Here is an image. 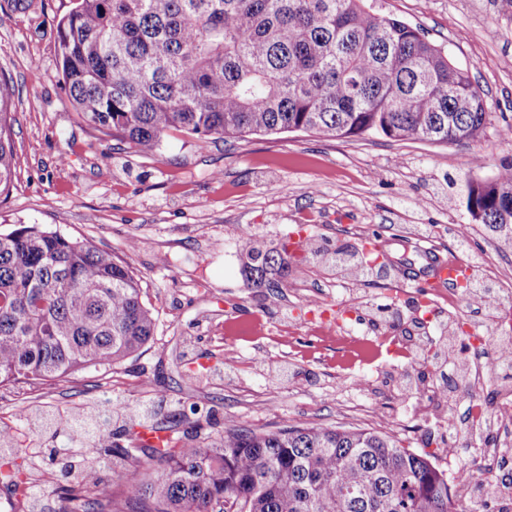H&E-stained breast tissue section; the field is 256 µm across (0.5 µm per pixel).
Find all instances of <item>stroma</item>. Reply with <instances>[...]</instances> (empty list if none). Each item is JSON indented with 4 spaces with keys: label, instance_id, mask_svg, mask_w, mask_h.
<instances>
[{
    "label": "stroma",
    "instance_id": "35a3bbf8",
    "mask_svg": "<svg viewBox=\"0 0 512 512\" xmlns=\"http://www.w3.org/2000/svg\"><path fill=\"white\" fill-rule=\"evenodd\" d=\"M377 13L423 30L459 66L470 70L494 120L475 141H393L379 135L326 139L294 132L218 140L172 130L153 153L103 137L78 117L62 90L52 24L71 0H0V73L9 79L15 122L14 183L0 195V230L38 224L112 251L141 278L156 309L152 340L112 373L71 375L39 387L0 388V426L28 483L25 512H52L58 490L75 483L66 465L99 464L112 474L110 448L72 440L66 426L42 430L34 410L67 415L112 400L120 437L133 418L164 396L182 430L217 437L228 423L275 430L288 424L374 429L430 453L447 474L471 466L477 438L449 437L442 417L467 416L470 395L432 399L425 416L402 402L407 384L428 389L445 368L437 358L373 349V326L355 311L396 307L393 335L407 344L421 335L445 340L456 321L479 333L490 310L467 294L441 306L421 328L420 289L437 259L462 255L497 271L491 287L512 286V248L475 229L459 252L449 234L466 222L447 179L497 175L512 157V0H368ZM269 245H381L389 268L377 282H354L319 259L290 263L281 293L255 288L241 273L233 246L240 226ZM325 303L332 323L319 336H279L275 328L303 317L310 299ZM451 440L453 452L441 449ZM487 493L454 495L457 512H503L512 486V445L490 438Z\"/></svg>",
    "mask_w": 512,
    "mask_h": 512
}]
</instances>
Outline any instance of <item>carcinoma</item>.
Listing matches in <instances>:
<instances>
[{
  "mask_svg": "<svg viewBox=\"0 0 512 512\" xmlns=\"http://www.w3.org/2000/svg\"><path fill=\"white\" fill-rule=\"evenodd\" d=\"M56 20L62 87L89 126L143 153L172 130L241 138L306 132L376 134L454 143L481 137L491 113L470 72L411 25L373 13L365 0H72ZM10 96L0 82V194L12 184ZM459 192L468 223L512 246V160ZM246 280L277 293L288 243L261 248L241 235ZM355 281L374 277L369 253L338 249ZM153 310L133 271L112 252L37 225L0 231V387L108 372L154 336ZM162 446L139 432L108 498L95 464L63 502L84 512H454L448 475L427 454L386 434L341 426L239 424L202 443ZM163 464L133 482L130 466Z\"/></svg>",
  "mask_w": 512,
  "mask_h": 512,
  "instance_id": "1",
  "label": "carcinoma"
}]
</instances>
